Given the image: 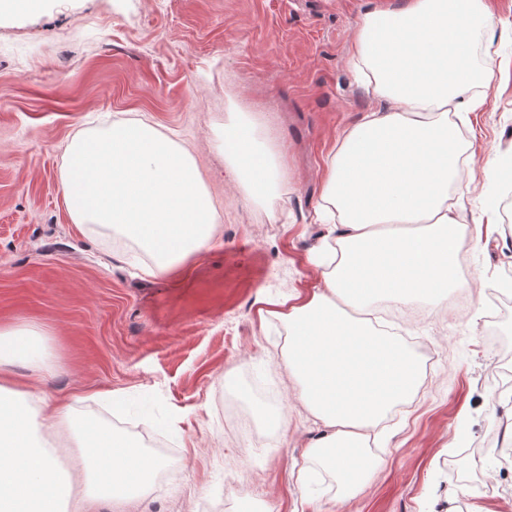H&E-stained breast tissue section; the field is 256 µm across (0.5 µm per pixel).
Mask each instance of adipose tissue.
<instances>
[{
    "instance_id": "1",
    "label": "adipose tissue",
    "mask_w": 512,
    "mask_h": 512,
    "mask_svg": "<svg viewBox=\"0 0 512 512\" xmlns=\"http://www.w3.org/2000/svg\"><path fill=\"white\" fill-rule=\"evenodd\" d=\"M490 27L486 0H403L367 13L350 45L358 78L389 107L363 113L328 156L319 288L279 316L297 397L328 428L309 457L351 490L378 469L359 450L416 395L421 366L350 311L383 299L432 308L460 284L462 239L448 204L466 165L457 120L486 102L490 76L476 50ZM220 145L254 201L283 199L281 154L260 117L228 113ZM61 180L73 223L134 243L148 275L176 270L213 238L215 210L190 151L148 120L77 130ZM47 359L40 328L0 327V512H78L66 452L96 495L146 493L162 460L17 378V367L39 370Z\"/></svg>"
}]
</instances>
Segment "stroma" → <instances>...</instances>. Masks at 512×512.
<instances>
[{
	"label": "stroma",
	"instance_id": "obj_1",
	"mask_svg": "<svg viewBox=\"0 0 512 512\" xmlns=\"http://www.w3.org/2000/svg\"><path fill=\"white\" fill-rule=\"evenodd\" d=\"M401 0H44L0 16V326L33 324L53 358L20 380L83 417L136 429L119 405L153 396L170 436L155 454L167 478L144 495L90 499L88 512H512V476L492 456L512 437V293L473 308L484 285L512 283V0L479 49L491 73L484 108L462 137L473 172L450 194L468 245L464 287L433 313L398 318L397 336L431 362L415 397L370 440L379 470L351 495L311 466L323 424L284 369L279 302L312 293L327 233L317 209L325 158L362 112L385 101L357 83L349 46L366 13ZM258 112L281 147L288 192L263 207L225 167L219 134L229 107ZM145 117L191 152L216 211L213 241L155 278L132 264L131 243L80 231L65 205L63 150L79 125ZM250 389L241 400L237 386ZM281 409L287 432L254 435L237 407Z\"/></svg>",
	"mask_w": 512,
	"mask_h": 512
}]
</instances>
